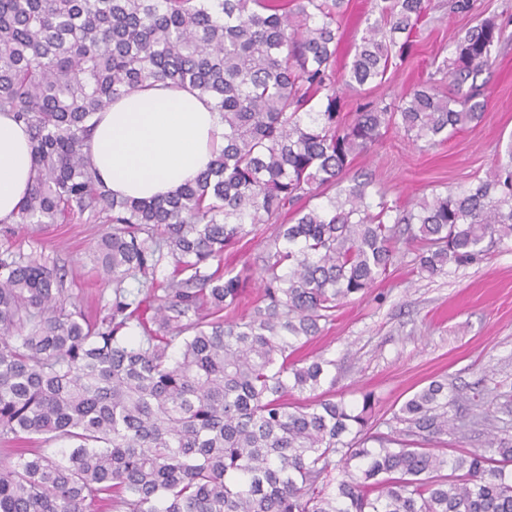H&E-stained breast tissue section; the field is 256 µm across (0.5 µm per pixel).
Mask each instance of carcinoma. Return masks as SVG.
<instances>
[{"label":"carcinoma","mask_w":512,"mask_h":512,"mask_svg":"<svg viewBox=\"0 0 512 512\" xmlns=\"http://www.w3.org/2000/svg\"><path fill=\"white\" fill-rule=\"evenodd\" d=\"M344 3L0 0V112L28 127L37 172L16 223L112 225L98 252L116 288L99 326L58 308L55 269L0 259V438L71 441L1 463L0 512H512V441L491 455L431 447L457 430L447 382L415 392L379 433L371 394L328 398L332 361L294 358L320 321L386 279L399 242L430 276L512 242V143L486 179L409 207L368 179L300 205L393 130L435 145L478 124V76L512 24L479 20L408 95L365 96L347 119L342 88L381 84L431 0H375L339 72ZM154 82L212 99L224 148L174 195L117 198L86 157L90 121ZM290 209L293 223H278ZM258 224L276 225L273 246L237 318L248 275L224 268V250ZM128 278L148 293L131 297Z\"/></svg>","instance_id":"carcinoma-1"}]
</instances>
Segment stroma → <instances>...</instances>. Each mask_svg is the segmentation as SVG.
I'll return each mask as SVG.
<instances>
[{"mask_svg": "<svg viewBox=\"0 0 512 512\" xmlns=\"http://www.w3.org/2000/svg\"><path fill=\"white\" fill-rule=\"evenodd\" d=\"M478 14L449 15L448 0H431V10L412 56L391 67L375 96L397 99L426 79L430 64L451 54L450 41L478 16L512 15V0H477ZM371 16L370 0H349L341 22L337 62L354 54ZM493 68L483 72L488 99L481 122L433 147L412 144L391 132L360 155L352 173L372 178L377 189L404 204L454 190L485 177L498 153L512 142V27ZM104 223L86 219L57 224H0V252L36 258L64 273L60 305L92 321L109 319L114 288L99 276L94 246ZM273 228L258 225L235 246V269L251 268L248 297L261 287L257 272ZM416 252L403 250L392 273L365 296L337 308L333 321L300 351L303 358L324 355L334 362L324 390L348 401L363 393L376 399L374 424L387 422L413 392L430 381L448 379L461 395L448 415L459 424L444 452L457 455L488 447L491 435L512 439V243L489 248L483 260L444 273L421 276Z\"/></svg>", "mask_w": 512, "mask_h": 512, "instance_id": "obj_1", "label": "stroma"}]
</instances>
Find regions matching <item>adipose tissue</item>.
Masks as SVG:
<instances>
[{
    "mask_svg": "<svg viewBox=\"0 0 512 512\" xmlns=\"http://www.w3.org/2000/svg\"><path fill=\"white\" fill-rule=\"evenodd\" d=\"M224 144L212 101L191 87L157 83L115 99L98 114L86 153L114 194L148 199L173 194ZM36 178L28 128L0 113V223H14Z\"/></svg>",
    "mask_w": 512,
    "mask_h": 512,
    "instance_id": "adipose-tissue-1",
    "label": "adipose tissue"
}]
</instances>
